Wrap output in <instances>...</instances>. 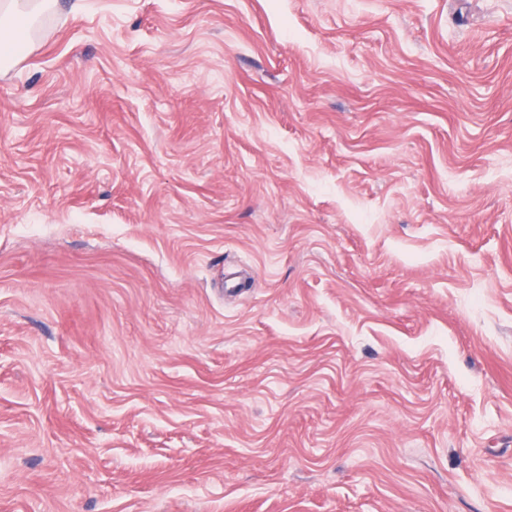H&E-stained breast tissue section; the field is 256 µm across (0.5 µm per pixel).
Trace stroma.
<instances>
[{
	"instance_id": "obj_1",
	"label": "stroma",
	"mask_w": 512,
	"mask_h": 512,
	"mask_svg": "<svg viewBox=\"0 0 512 512\" xmlns=\"http://www.w3.org/2000/svg\"><path fill=\"white\" fill-rule=\"evenodd\" d=\"M0 512H512V0L44 12Z\"/></svg>"
}]
</instances>
